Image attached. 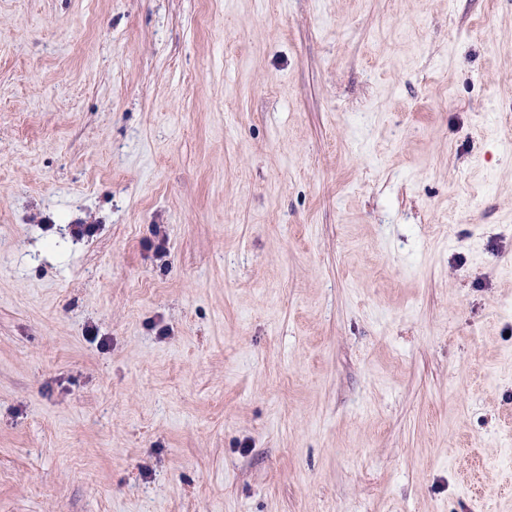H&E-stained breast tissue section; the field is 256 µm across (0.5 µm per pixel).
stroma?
Wrapping results in <instances>:
<instances>
[{
    "mask_svg": "<svg viewBox=\"0 0 512 512\" xmlns=\"http://www.w3.org/2000/svg\"><path fill=\"white\" fill-rule=\"evenodd\" d=\"M509 141L512 0H0V512H512Z\"/></svg>",
    "mask_w": 512,
    "mask_h": 512,
    "instance_id": "35a3bbf8",
    "label": "stroma"
}]
</instances>
